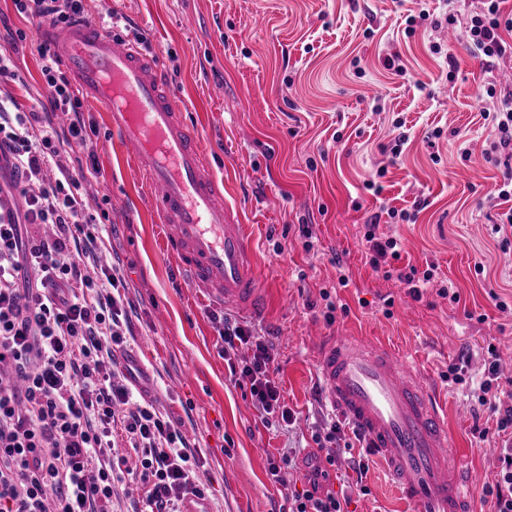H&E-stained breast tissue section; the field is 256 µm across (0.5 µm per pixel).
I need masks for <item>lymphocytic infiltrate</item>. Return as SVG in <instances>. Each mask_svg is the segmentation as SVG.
I'll return each instance as SVG.
<instances>
[{
  "instance_id": "obj_1",
  "label": "lymphocytic infiltrate",
  "mask_w": 512,
  "mask_h": 512,
  "mask_svg": "<svg viewBox=\"0 0 512 512\" xmlns=\"http://www.w3.org/2000/svg\"><path fill=\"white\" fill-rule=\"evenodd\" d=\"M501 2L478 0L465 27L470 48L489 68L512 47V14L503 13ZM16 7L54 26L87 13L84 0H17ZM39 51L49 115L15 112L0 101V152L26 203L20 216L0 206V364L13 369L10 379H0V512H112L114 486L124 480L143 487V512H178L185 496L205 493L198 452L177 424L113 383L112 347L129 326L132 305L118 293L119 269L98 265L104 240L93 230L96 218L81 184L65 170L38 193L26 191L61 151L87 147L82 101L50 47ZM482 96L497 103L493 149L511 160L512 91L498 92L491 83ZM58 111L71 116L63 132L51 119ZM78 285L83 294L75 293ZM223 340L225 352L251 350L245 364L228 370L248 379L267 424L291 422L265 341L229 318ZM118 426L141 452L138 470L124 472L114 459ZM339 432L331 426L308 460L307 487L289 495L288 512H345L326 485Z\"/></svg>"
}]
</instances>
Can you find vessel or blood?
<instances>
[{
	"mask_svg": "<svg viewBox=\"0 0 512 512\" xmlns=\"http://www.w3.org/2000/svg\"><path fill=\"white\" fill-rule=\"evenodd\" d=\"M80 92L111 117L110 129L153 192L180 277L210 303L259 313L265 292L254 242L225 199L156 57L87 20L45 27ZM319 388L381 459L415 512H470L478 477L453 450L448 420L415 359L370 336H324Z\"/></svg>",
	"mask_w": 512,
	"mask_h": 512,
	"instance_id": "obj_1",
	"label": "vessel or blood"
}]
</instances>
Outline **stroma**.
I'll list each match as a JSON object with an SVG mask.
<instances>
[{"label":"stroma","mask_w":512,"mask_h":512,"mask_svg":"<svg viewBox=\"0 0 512 512\" xmlns=\"http://www.w3.org/2000/svg\"><path fill=\"white\" fill-rule=\"evenodd\" d=\"M88 16L111 13L122 33L141 39L182 102L224 195L248 224L266 291L251 317L271 345L273 377L295 421L267 427L246 380H230L220 338L224 309L204 302L179 280L163 242L149 192L107 113L84 103L86 138L96 172L73 156L43 169L59 178L76 171L92 213L108 235L102 265H119L134 306L122 345L131 372L116 384L142 391L179 422L200 455L199 475L211 512H278L288 491L270 481L267 457L308 454L339 417L318 387L317 339L356 329L412 352L437 391L463 464L479 475L471 512H482L484 487L495 486L505 444L497 416L479 406L466 383L480 380L486 348L495 345L497 395L512 403V246L495 228L512 204L498 200L502 165L485 153L495 139L475 99L491 80L512 74V55L493 71L469 48L463 29L432 28L454 9L466 20L471 0H88ZM427 11L406 35L408 12ZM41 25L0 0V53L21 81L0 78V98L40 112L47 87L38 52ZM441 54H432V46ZM400 56L406 71L388 69ZM408 140L390 152L392 124ZM434 144H427L429 133ZM408 212L390 218L388 210ZM396 238L399 260L374 269L364 234ZM308 225L304 239L300 225ZM432 270L421 299L398 274ZM505 301L500 311L497 301ZM339 305L327 322V302ZM464 363L466 381L447 379ZM487 437H479V430ZM330 487L347 512H413L367 457L352 432L336 439Z\"/></svg>","instance_id":"35a3bbf8"}]
</instances>
